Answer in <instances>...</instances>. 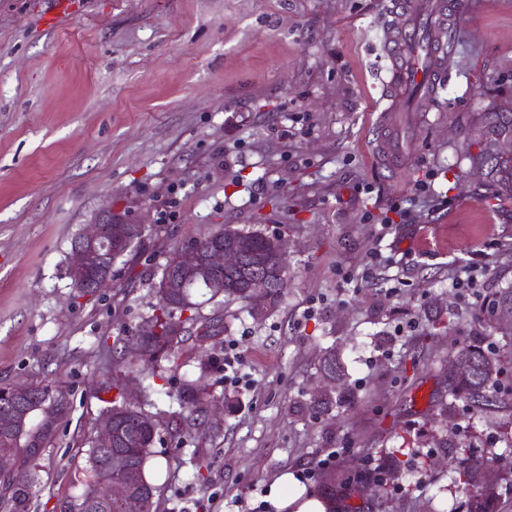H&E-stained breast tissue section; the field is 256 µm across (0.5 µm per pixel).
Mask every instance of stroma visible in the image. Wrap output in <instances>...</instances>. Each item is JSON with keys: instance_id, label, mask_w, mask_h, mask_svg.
Returning a JSON list of instances; mask_svg holds the SVG:
<instances>
[{"instance_id": "stroma-1", "label": "stroma", "mask_w": 512, "mask_h": 512, "mask_svg": "<svg viewBox=\"0 0 512 512\" xmlns=\"http://www.w3.org/2000/svg\"><path fill=\"white\" fill-rule=\"evenodd\" d=\"M395 0H0V383H53L72 409L39 460L36 512H64L88 478L87 440L125 379L112 352L155 301L166 257L216 226L288 241V288L264 317L210 301L224 332L186 344L164 391L132 381L138 408L168 420L197 358L236 356L215 436L157 437L147 463L157 512H276L271 485L336 490V512H433L451 454H499L484 470L512 512V396L475 412L450 398L456 338L512 371V338L477 323L512 283V197L493 192L463 145L478 112L512 104V0H468L448 31V70L427 120L406 119L407 164L372 143L387 105L382 54ZM427 184L431 202L417 199ZM144 225L101 293L73 288L71 241L107 212ZM463 287H453V279ZM345 403L312 411L326 348ZM420 450L364 496L347 476ZM329 467H322L331 451Z\"/></svg>"}]
</instances>
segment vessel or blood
Here are the masks:
<instances>
[{"instance_id":"1","label":"vessel or blood","mask_w":512,"mask_h":512,"mask_svg":"<svg viewBox=\"0 0 512 512\" xmlns=\"http://www.w3.org/2000/svg\"><path fill=\"white\" fill-rule=\"evenodd\" d=\"M465 9V0H409L398 10V20L385 37L392 58L387 98L401 97L427 109L445 79L448 17Z\"/></svg>"}]
</instances>
